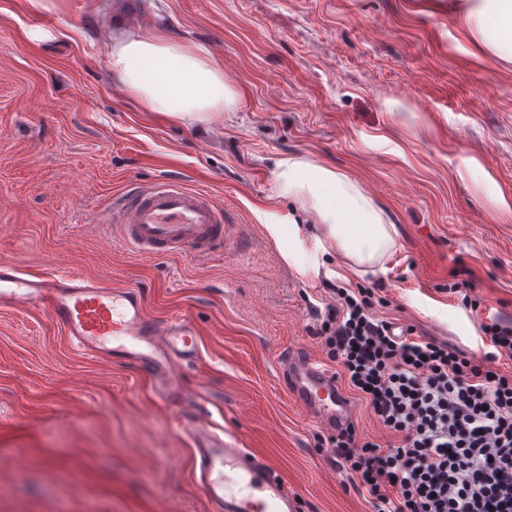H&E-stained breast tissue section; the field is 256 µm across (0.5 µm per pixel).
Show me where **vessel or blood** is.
I'll use <instances>...</instances> for the list:
<instances>
[{
	"label": "vessel or blood",
	"instance_id": "vessel-or-blood-1",
	"mask_svg": "<svg viewBox=\"0 0 512 512\" xmlns=\"http://www.w3.org/2000/svg\"><path fill=\"white\" fill-rule=\"evenodd\" d=\"M107 221L142 254L174 255L189 248L205 259L224 241L222 204L171 178L113 199ZM0 308L48 314L74 349L136 362L163 396L178 390V367L201 352L200 332L190 320L152 316L138 290L77 272L34 274L1 259ZM288 384L316 423L334 430L348 421L350 405L335 373L315 358L295 361ZM178 422L191 440L196 481L212 512H296L293 494L264 457L188 416Z\"/></svg>",
	"mask_w": 512,
	"mask_h": 512
}]
</instances>
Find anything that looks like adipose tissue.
I'll use <instances>...</instances> for the list:
<instances>
[{
  "label": "adipose tissue",
  "mask_w": 512,
  "mask_h": 512,
  "mask_svg": "<svg viewBox=\"0 0 512 512\" xmlns=\"http://www.w3.org/2000/svg\"><path fill=\"white\" fill-rule=\"evenodd\" d=\"M477 34L489 54L512 61V0H482ZM112 70L121 88L150 112L182 117L230 112L236 92L208 56L177 44L118 32L112 41ZM283 189L309 195L312 208L328 226L337 252L361 265L381 260L395 246L396 228L382 209L344 173L290 158L282 161Z\"/></svg>",
  "instance_id": "adipose-tissue-1"
}]
</instances>
